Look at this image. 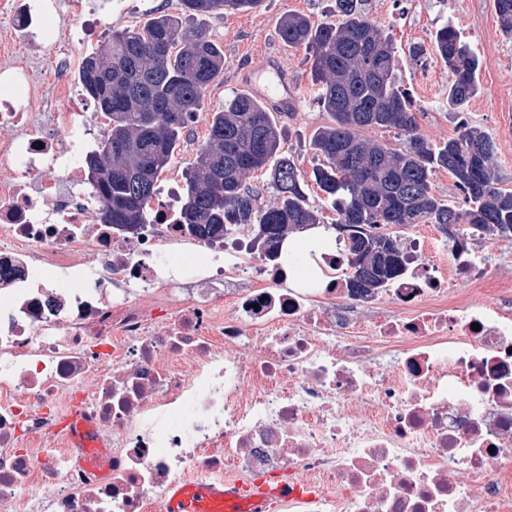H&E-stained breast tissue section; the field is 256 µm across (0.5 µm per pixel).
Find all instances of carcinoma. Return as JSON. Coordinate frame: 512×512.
Segmentation results:
<instances>
[{
	"label": "carcinoma",
	"mask_w": 512,
	"mask_h": 512,
	"mask_svg": "<svg viewBox=\"0 0 512 512\" xmlns=\"http://www.w3.org/2000/svg\"><path fill=\"white\" fill-rule=\"evenodd\" d=\"M262 0H180L181 12L160 14L137 30L116 29L79 70L86 96L109 120L104 139L85 157L103 174L92 183L105 201V224L132 229L152 220L150 201L159 177L202 105L206 89L224 74V48L188 21L224 10L254 9ZM363 0H336L334 23L314 24L299 13L280 22L288 47L312 59L317 103L330 122L318 128L312 171L336 211L332 228H354L344 256L349 287L363 295L384 288L404 270L405 239L396 232L414 224H465L475 232L512 234V190L500 187L495 144L463 121L457 136L433 145L419 132L414 105L402 88L390 36L362 8ZM501 29L512 35V0H494ZM432 50L448 67V110L459 112L478 92L480 60L452 25L439 28ZM393 130L402 146L367 140L364 129ZM283 130L269 108L237 94L211 113L207 137L185 172L179 223L202 238H223L250 226L253 244L280 256L293 231L321 224L308 202L305 178L282 151ZM268 168L279 202L265 207L246 185ZM445 169L465 196L460 210L432 191Z\"/></svg>",
	"instance_id": "1"
}]
</instances>
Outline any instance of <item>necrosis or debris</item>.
<instances>
[{"label": "necrosis or debris", "instance_id": "1", "mask_svg": "<svg viewBox=\"0 0 512 512\" xmlns=\"http://www.w3.org/2000/svg\"><path fill=\"white\" fill-rule=\"evenodd\" d=\"M0 15V512H156L173 486L258 474L315 486L285 512H512V292L485 298L473 239L449 266L412 240L406 274L361 296L331 252L327 285L292 288L287 265L167 206L102 223L72 64L50 88L32 68L62 0ZM381 294L391 309L365 320Z\"/></svg>", "mask_w": 512, "mask_h": 512}]
</instances>
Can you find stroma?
Returning a JSON list of instances; mask_svg holds the SVG:
<instances>
[{
	"label": "stroma",
	"mask_w": 512,
	"mask_h": 512,
	"mask_svg": "<svg viewBox=\"0 0 512 512\" xmlns=\"http://www.w3.org/2000/svg\"><path fill=\"white\" fill-rule=\"evenodd\" d=\"M113 15L103 17L109 28L137 29L153 15L175 13L179 0H112ZM370 17L392 37L399 74L416 109L420 134L444 144L457 134L460 119L481 127L495 143L494 165L504 187L512 188V38L505 37L493 0H365ZM306 15L315 23L336 21V0H262L251 10H228L203 20L210 37L224 48V73L205 93L204 104L160 176L161 185L184 176L208 133L209 115L221 109L241 89V72L264 55L278 57L283 69L299 85L296 112L280 116L282 147L304 176H311L317 160L310 147L315 131L329 116L315 100L311 62L304 50L288 48L279 33L282 16ZM453 23L480 60L479 91L463 114L448 109V69L430 50L437 29ZM491 278L512 285V238L492 233L478 236Z\"/></svg>",
	"instance_id": "obj_1"
}]
</instances>
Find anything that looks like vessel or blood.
<instances>
[{
  "instance_id": "obj_1",
  "label": "vessel or blood",
  "mask_w": 512,
  "mask_h": 512,
  "mask_svg": "<svg viewBox=\"0 0 512 512\" xmlns=\"http://www.w3.org/2000/svg\"><path fill=\"white\" fill-rule=\"evenodd\" d=\"M243 80L250 93L270 103L277 111H295L299 101V86L283 71L274 56L253 65ZM316 494L315 487L303 480L288 482L256 476L245 481L227 479L200 485L194 490L182 487L169 489L164 496V512H206L208 503L217 497L226 502L246 501L248 512H273L285 499L306 501Z\"/></svg>"
}]
</instances>
